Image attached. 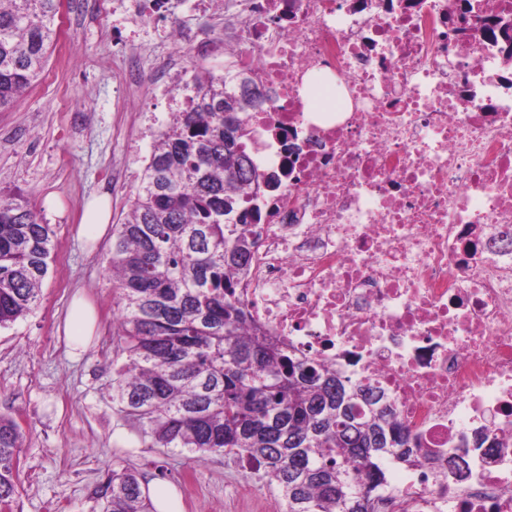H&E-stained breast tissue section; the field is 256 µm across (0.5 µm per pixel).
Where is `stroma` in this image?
<instances>
[{
    "instance_id": "stroma-1",
    "label": "stroma",
    "mask_w": 512,
    "mask_h": 512,
    "mask_svg": "<svg viewBox=\"0 0 512 512\" xmlns=\"http://www.w3.org/2000/svg\"><path fill=\"white\" fill-rule=\"evenodd\" d=\"M195 7V0H181L175 16H149L116 31L96 0H62L43 75L0 111V191L21 192L54 244L37 308L0 329V414L24 432L12 512H100L98 490L122 468L149 481L164 476L181 512H282L261 473L227 455L197 460L150 446L137 424L113 413L109 383L120 351L107 263L112 238L91 243L79 232L95 196L108 194L112 224L128 213L154 141L147 116L167 120L169 98L153 92L158 68L187 70L194 61L187 46L159 33L176 20L211 26ZM133 30L142 44L134 80L116 66L132 48ZM78 293L94 304L98 322L75 356L64 322ZM248 483L251 501L237 492Z\"/></svg>"
}]
</instances>
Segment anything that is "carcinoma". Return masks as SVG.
I'll return each mask as SVG.
<instances>
[{"instance_id": "obj_1", "label": "carcinoma", "mask_w": 512, "mask_h": 512, "mask_svg": "<svg viewBox=\"0 0 512 512\" xmlns=\"http://www.w3.org/2000/svg\"><path fill=\"white\" fill-rule=\"evenodd\" d=\"M60 0H0V110L43 74ZM196 64L182 112L154 139L108 264L121 352L113 411L152 445L197 459L229 455L263 472L284 512H378L412 436L370 392L316 360H295L236 297L259 210L243 207L255 171L242 151L255 97ZM53 244L24 197L0 193V328L40 300ZM21 427L0 416V499H15ZM101 512H154L137 471L112 470Z\"/></svg>"}]
</instances>
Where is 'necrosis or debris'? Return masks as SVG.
I'll use <instances>...</instances> for the list:
<instances>
[{
	"label": "necrosis or debris",
	"mask_w": 512,
	"mask_h": 512,
	"mask_svg": "<svg viewBox=\"0 0 512 512\" xmlns=\"http://www.w3.org/2000/svg\"><path fill=\"white\" fill-rule=\"evenodd\" d=\"M197 5L168 38L265 97L240 301L410 428L381 512H512V0Z\"/></svg>",
	"instance_id": "obj_1"
}]
</instances>
